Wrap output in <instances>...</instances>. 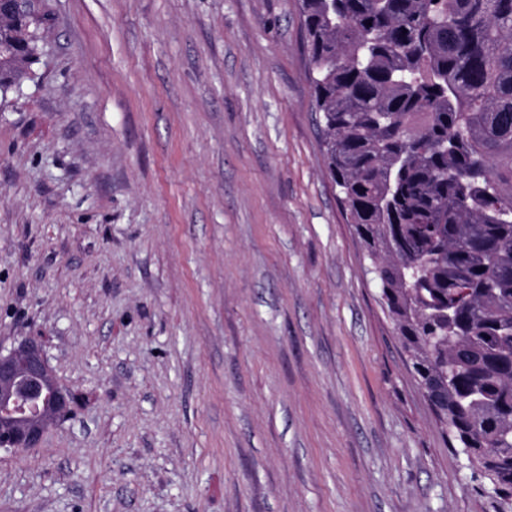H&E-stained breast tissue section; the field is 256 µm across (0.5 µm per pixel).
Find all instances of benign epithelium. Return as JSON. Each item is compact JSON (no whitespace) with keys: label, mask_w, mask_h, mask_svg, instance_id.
<instances>
[{"label":"benign epithelium","mask_w":512,"mask_h":512,"mask_svg":"<svg viewBox=\"0 0 512 512\" xmlns=\"http://www.w3.org/2000/svg\"><path fill=\"white\" fill-rule=\"evenodd\" d=\"M28 0H0V20L24 11ZM75 398L49 366L43 340L0 345V450L37 448L48 430L74 416Z\"/></svg>","instance_id":"obj_1"}]
</instances>
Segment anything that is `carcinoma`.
<instances>
[{"mask_svg":"<svg viewBox=\"0 0 512 512\" xmlns=\"http://www.w3.org/2000/svg\"><path fill=\"white\" fill-rule=\"evenodd\" d=\"M323 158L451 446L512 500V0H300ZM0 22V100L42 57Z\"/></svg>","mask_w":512,"mask_h":512,"instance_id":"cac0c4a2","label":"carcinoma"}]
</instances>
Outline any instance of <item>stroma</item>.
I'll return each mask as SVG.
<instances>
[{
  "instance_id": "stroma-1",
  "label": "stroma",
  "mask_w": 512,
  "mask_h": 512,
  "mask_svg": "<svg viewBox=\"0 0 512 512\" xmlns=\"http://www.w3.org/2000/svg\"><path fill=\"white\" fill-rule=\"evenodd\" d=\"M49 5L0 108V345L82 404L0 451V512H512L379 302L298 0Z\"/></svg>"
}]
</instances>
